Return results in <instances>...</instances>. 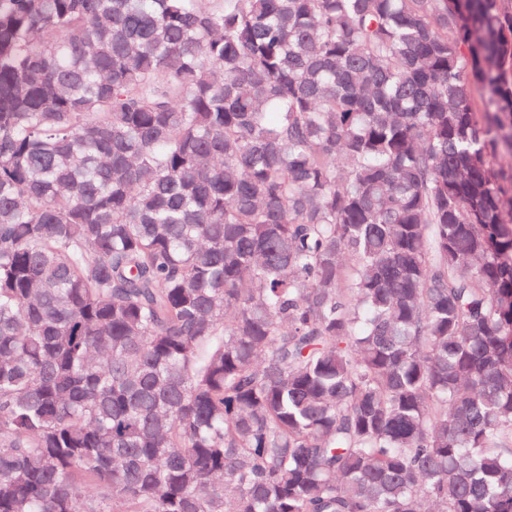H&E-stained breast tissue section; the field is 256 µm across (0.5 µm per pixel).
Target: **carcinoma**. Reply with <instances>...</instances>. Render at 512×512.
Returning a JSON list of instances; mask_svg holds the SVG:
<instances>
[{"label":"carcinoma","mask_w":512,"mask_h":512,"mask_svg":"<svg viewBox=\"0 0 512 512\" xmlns=\"http://www.w3.org/2000/svg\"><path fill=\"white\" fill-rule=\"evenodd\" d=\"M512 512V0H0V512Z\"/></svg>","instance_id":"obj_1"}]
</instances>
